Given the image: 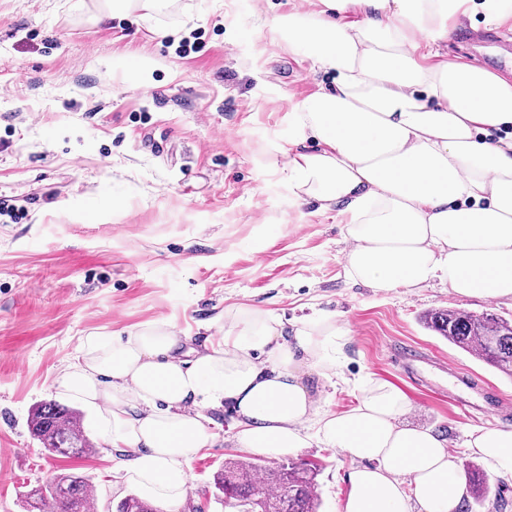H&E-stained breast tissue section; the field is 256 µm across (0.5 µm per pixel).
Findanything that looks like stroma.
Masks as SVG:
<instances>
[{
	"label": "stroma",
	"instance_id": "35a3bbf8",
	"mask_svg": "<svg viewBox=\"0 0 512 512\" xmlns=\"http://www.w3.org/2000/svg\"><path fill=\"white\" fill-rule=\"evenodd\" d=\"M316 0H162L102 18L104 0H0V196L24 207L0 223V512H26V496L52 474L77 467L97 493L98 512L121 500L112 489L95 416L84 425L95 454H47L29 433L31 408L75 401L59 371L84 336L150 321L171 324L183 349L224 334V311L243 305L291 325L336 314L347 334L336 374L301 376L319 409L353 406L368 380L407 397L409 426L446 438L458 464H483L472 432L512 426V379L427 329L435 309L492 310L512 303L467 299L432 282L379 292L350 282V247L338 211L297 202L285 151L293 107L332 77L289 52L278 18ZM203 52L179 58L184 39ZM155 62L150 84L136 69ZM409 342L467 371L479 393L505 401L493 420L436 394L388 359ZM214 441L190 464L181 512H230L214 498L213 475L245 457L231 406L203 411ZM318 464L320 512H338L352 462L335 448L300 449Z\"/></svg>",
	"mask_w": 512,
	"mask_h": 512
}]
</instances>
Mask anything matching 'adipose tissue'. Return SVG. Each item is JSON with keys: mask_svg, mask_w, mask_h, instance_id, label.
I'll use <instances>...</instances> for the list:
<instances>
[{"mask_svg": "<svg viewBox=\"0 0 512 512\" xmlns=\"http://www.w3.org/2000/svg\"><path fill=\"white\" fill-rule=\"evenodd\" d=\"M319 2L278 21L289 50L334 76L291 114L288 183L297 199L348 214L347 278L379 291L437 279L461 297L512 300V137L492 136L512 127V82L434 50L468 0ZM311 139L319 151L304 152ZM344 333L332 313L288 328L238 306L221 342L184 359L164 322L92 332L58 385L95 411L117 483L164 506L183 503L211 440L202 408L226 403L252 453L279 458L313 439L344 449L356 466L339 512H461L455 456L405 423L394 386L370 382L350 409L318 410L298 370L334 375ZM469 448L512 476V429L476 431Z\"/></svg>", "mask_w": 512, "mask_h": 512, "instance_id": "ef3b65f1", "label": "adipose tissue"}]
</instances>
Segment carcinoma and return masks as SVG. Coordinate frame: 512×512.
Here are the masks:
<instances>
[{"label": "carcinoma", "mask_w": 512, "mask_h": 512, "mask_svg": "<svg viewBox=\"0 0 512 512\" xmlns=\"http://www.w3.org/2000/svg\"><path fill=\"white\" fill-rule=\"evenodd\" d=\"M426 324L448 342L512 377V322L491 313L438 310ZM29 430L54 456L80 458L94 452L83 414L73 408L46 401L35 407ZM313 463H287L267 467L248 459H230L214 477V487L233 502L238 512H317V476ZM469 498L482 504L492 488L480 469L468 471ZM95 489L89 478L75 472L57 473L32 491L31 512H91ZM115 512H157L148 501L129 495Z\"/></svg>", "instance_id": "obj_1"}]
</instances>
